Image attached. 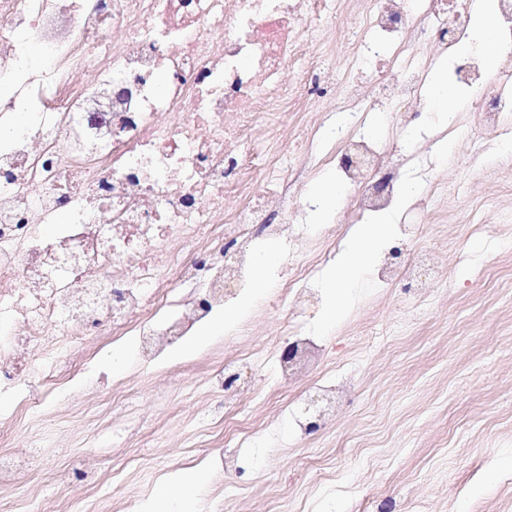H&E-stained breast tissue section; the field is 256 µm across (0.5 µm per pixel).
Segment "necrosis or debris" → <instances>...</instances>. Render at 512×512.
Here are the masks:
<instances>
[{"label": "necrosis or debris", "instance_id": "obj_1", "mask_svg": "<svg viewBox=\"0 0 512 512\" xmlns=\"http://www.w3.org/2000/svg\"><path fill=\"white\" fill-rule=\"evenodd\" d=\"M348 1L363 22V65L386 56L382 40L401 39L382 79L340 88L353 124L336 141L351 224L393 205L407 163L358 126L383 110L402 128L427 111L432 61L417 48L443 23L436 52L453 53L477 0H0V388L20 393L16 419L63 394L72 360L103 340L136 337L149 363L223 309L251 267L239 239L299 250L296 226L272 217L305 196L254 152L253 135L308 105L310 85L336 82L321 24ZM490 19L506 45L496 72L464 57L453 82L493 133L512 112V0H496ZM329 255L288 259L274 297L289 308L310 297L306 283ZM255 366L230 355L208 376L229 427L228 470L234 448L261 431L246 413L252 380L229 375Z\"/></svg>", "mask_w": 512, "mask_h": 512}]
</instances>
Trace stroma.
Masks as SVG:
<instances>
[{
	"label": "stroma",
	"mask_w": 512,
	"mask_h": 512,
	"mask_svg": "<svg viewBox=\"0 0 512 512\" xmlns=\"http://www.w3.org/2000/svg\"><path fill=\"white\" fill-rule=\"evenodd\" d=\"M360 22L328 26L336 80L372 82L375 71L348 65L359 45L350 35ZM379 128L377 142L411 157L401 181L419 185L423 205L394 211L388 238L378 249L360 287L348 294L346 317L323 326L328 266L311 284L322 301L302 317L319 349L303 376L281 381L268 343L283 330L286 311L267 294L230 326L241 351L262 358L254 381L264 435L241 449V471L225 475L220 456L191 452L195 436L219 432L203 405L211 392L209 372L224 363V337L186 358L168 348L142 364L135 341H127L126 368L112 374L102 362L111 345L96 349L75 378L71 397L51 404L45 415L15 423L8 435L22 448L43 435L38 465L58 478V493H77L83 481L72 463L91 456L106 474L118 449L141 459L165 461V474L204 467L209 481L198 512H512V224L472 232L470 214L496 195L512 212V169L477 130L469 112L454 118L434 112L414 132L397 131L390 115L371 114L360 132ZM454 139L447 154L437 144ZM448 183L446 198L427 204L428 182ZM435 248L444 272L433 300L414 301L410 289L382 279L377 263L392 247ZM133 388L132 399L113 410L112 384ZM344 385L333 413L299 437L297 420L323 387ZM238 485L225 505L223 481Z\"/></svg>",
	"instance_id": "stroma-1"
}]
</instances>
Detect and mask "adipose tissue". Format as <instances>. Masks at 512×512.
I'll list each match as a JSON object with an SVG mask.
<instances>
[{"mask_svg": "<svg viewBox=\"0 0 512 512\" xmlns=\"http://www.w3.org/2000/svg\"><path fill=\"white\" fill-rule=\"evenodd\" d=\"M392 215L375 214L372 222L357 225L340 251L335 267L325 282L330 290L329 304L324 313L326 324L335 323L345 312V297L372 263L383 240L391 232ZM204 470L181 471L162 486L146 507L147 512H195V499L206 483Z\"/></svg>", "mask_w": 512, "mask_h": 512, "instance_id": "1", "label": "adipose tissue"}]
</instances>
